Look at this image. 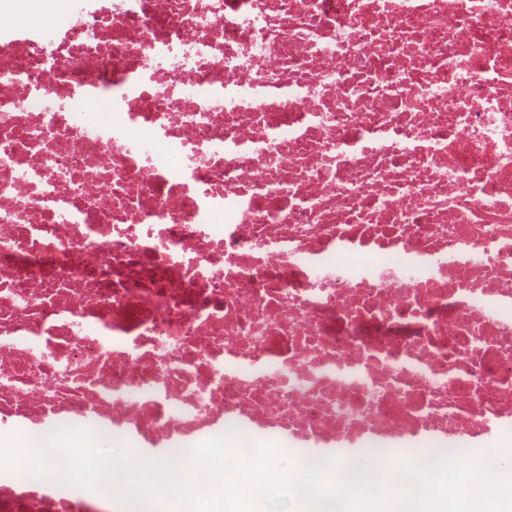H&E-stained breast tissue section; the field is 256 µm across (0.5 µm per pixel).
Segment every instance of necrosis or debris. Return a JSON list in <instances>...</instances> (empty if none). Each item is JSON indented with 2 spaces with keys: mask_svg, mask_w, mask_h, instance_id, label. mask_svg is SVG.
I'll list each match as a JSON object with an SVG mask.
<instances>
[{
  "mask_svg": "<svg viewBox=\"0 0 512 512\" xmlns=\"http://www.w3.org/2000/svg\"><path fill=\"white\" fill-rule=\"evenodd\" d=\"M27 3L0 21V437L380 469L512 428V0ZM0 512L126 508L4 465Z\"/></svg>",
  "mask_w": 512,
  "mask_h": 512,
  "instance_id": "necrosis-or-debris-1",
  "label": "necrosis or debris"
}]
</instances>
